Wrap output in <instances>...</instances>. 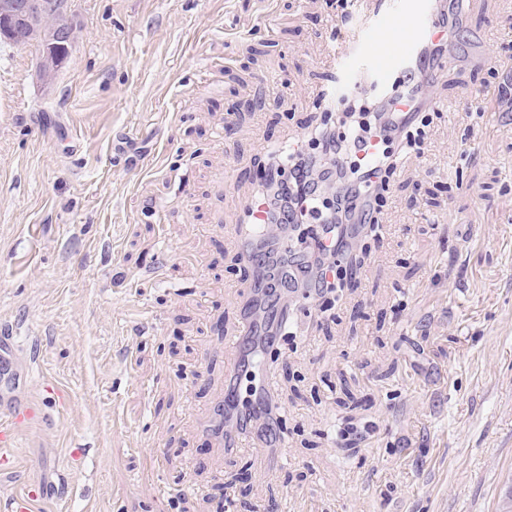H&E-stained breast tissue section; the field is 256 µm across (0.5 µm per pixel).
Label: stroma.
<instances>
[{"instance_id":"stroma-1","label":"stroma","mask_w":512,"mask_h":512,"mask_svg":"<svg viewBox=\"0 0 512 512\" xmlns=\"http://www.w3.org/2000/svg\"><path fill=\"white\" fill-rule=\"evenodd\" d=\"M54 83L0 43V376L66 407L0 495L35 512H512V0H444L439 107L335 305L306 289L270 364L288 462L226 450L231 283L263 143L324 122L336 0H71ZM233 177L223 195L216 185ZM356 426L359 436L338 433ZM86 456L74 464L70 451Z\"/></svg>"}]
</instances>
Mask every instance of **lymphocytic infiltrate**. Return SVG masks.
<instances>
[{
	"label": "lymphocytic infiltrate",
	"mask_w": 512,
	"mask_h": 512,
	"mask_svg": "<svg viewBox=\"0 0 512 512\" xmlns=\"http://www.w3.org/2000/svg\"><path fill=\"white\" fill-rule=\"evenodd\" d=\"M414 79L403 89L364 110L349 133L316 130L279 167V177L265 198L271 223L289 215L302 225L288 260L277 267L272 290L303 279L301 255L313 257L321 294L335 292L347 274V242L356 222L373 224L385 206V190L395 172V150L420 149L433 118L419 107Z\"/></svg>",
	"instance_id": "lymphocytic-infiltrate-1"
}]
</instances>
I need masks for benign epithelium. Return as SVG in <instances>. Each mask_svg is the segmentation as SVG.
Instances as JSON below:
<instances>
[{
    "label": "benign epithelium",
    "instance_id": "7a95c632",
    "mask_svg": "<svg viewBox=\"0 0 512 512\" xmlns=\"http://www.w3.org/2000/svg\"><path fill=\"white\" fill-rule=\"evenodd\" d=\"M62 35L74 39L70 10L56 8L43 0H0V36L19 44L39 40L48 44ZM57 61L50 54L41 55L37 77L52 83Z\"/></svg>",
    "mask_w": 512,
    "mask_h": 512
}]
</instances>
